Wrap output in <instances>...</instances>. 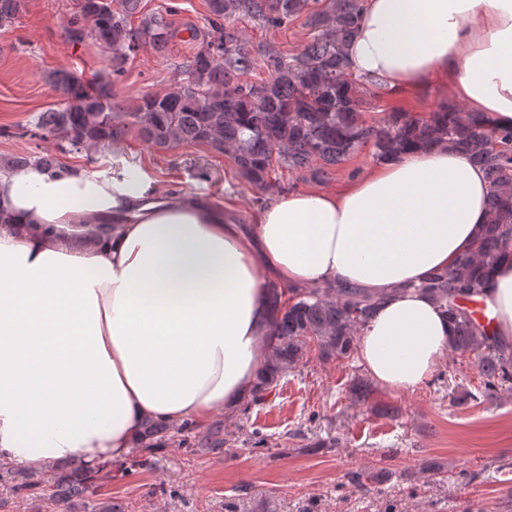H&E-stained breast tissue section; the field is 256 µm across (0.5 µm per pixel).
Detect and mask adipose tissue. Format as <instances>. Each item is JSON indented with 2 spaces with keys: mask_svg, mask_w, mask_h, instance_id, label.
Wrapping results in <instances>:
<instances>
[{
  "mask_svg": "<svg viewBox=\"0 0 512 512\" xmlns=\"http://www.w3.org/2000/svg\"><path fill=\"white\" fill-rule=\"evenodd\" d=\"M383 88H446L512 128V0H364L347 46ZM75 164L0 171V461L96 466L125 458L145 420L208 422L265 370L266 283H347L382 294L358 357L415 388L454 322L421 283L474 250L485 169L438 146L382 162L340 189L293 190L252 227L207 201ZM490 331L512 337V259L488 278Z\"/></svg>",
  "mask_w": 512,
  "mask_h": 512,
  "instance_id": "adipose-tissue-1",
  "label": "adipose tissue"
}]
</instances>
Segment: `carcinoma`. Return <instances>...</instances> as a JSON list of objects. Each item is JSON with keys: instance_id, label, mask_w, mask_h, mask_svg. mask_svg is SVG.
I'll return each instance as SVG.
<instances>
[{"instance_id": "obj_1", "label": "carcinoma", "mask_w": 512, "mask_h": 512, "mask_svg": "<svg viewBox=\"0 0 512 512\" xmlns=\"http://www.w3.org/2000/svg\"><path fill=\"white\" fill-rule=\"evenodd\" d=\"M140 2L84 0L83 8L70 17L71 42L90 37L106 48V75L87 89L66 72L51 73L63 100L40 113L36 129L41 136L56 138L75 152L108 146L129 134L160 148L204 145L230 154L238 175L270 194L282 191L272 178L278 169L321 181L331 168L365 148L380 161L440 142L463 148L484 166L492 185L490 220L476 250L430 278L422 291L454 321L450 350L477 356L483 396L490 398L498 388L511 386L512 342L489 334L469 304L482 295L483 278L512 250V129L496 128L484 113L454 101H443L424 116L391 112L379 123H367L362 117L365 96L381 95L382 86H359L346 59L362 0H325L318 9L310 0H207L209 29L202 46L184 63L185 81L164 93H145L127 107L117 100L112 85L139 51H163L175 36L160 14H143L132 24ZM23 6L24 0H0V28L13 25ZM235 15L258 18L271 28L303 15L313 36L296 54L268 52L269 78L249 82L245 76L254 68L252 51L233 26L224 24ZM32 162L57 165L50 156L22 154L0 157V168ZM267 293L275 311L273 345L243 413L263 401L311 350H317L324 363L351 356L357 331L380 300L376 293L342 283L288 293L270 282ZM176 437L196 452L219 453L224 448V422L202 431L188 421L177 426L149 422L131 464H147ZM103 470L53 472L47 480L52 504L76 509L105 478Z\"/></svg>"}]
</instances>
